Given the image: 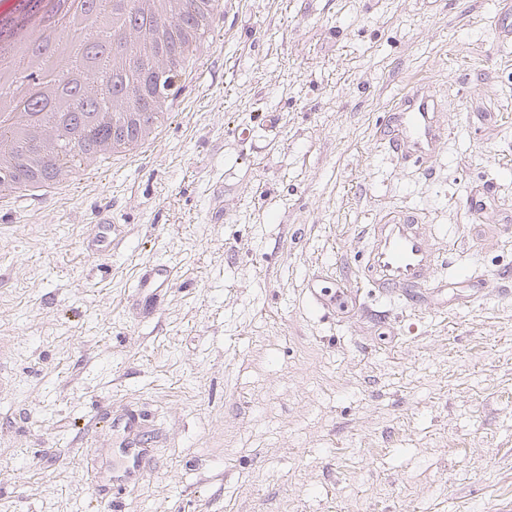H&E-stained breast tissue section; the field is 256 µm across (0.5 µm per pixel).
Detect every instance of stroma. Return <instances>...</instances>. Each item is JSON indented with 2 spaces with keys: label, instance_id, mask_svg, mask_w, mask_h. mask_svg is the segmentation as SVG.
I'll return each instance as SVG.
<instances>
[{
  "label": "stroma",
  "instance_id": "obj_1",
  "mask_svg": "<svg viewBox=\"0 0 512 512\" xmlns=\"http://www.w3.org/2000/svg\"><path fill=\"white\" fill-rule=\"evenodd\" d=\"M508 4L228 0L144 153L0 201V512H512ZM418 85L446 138L405 163L379 128ZM103 206L121 233L90 257ZM388 210L432 225L436 277L492 287L413 315L357 288ZM158 262L178 279L137 317ZM317 274L351 315L309 307ZM127 407L166 439L119 488L101 417Z\"/></svg>",
  "mask_w": 512,
  "mask_h": 512
}]
</instances>
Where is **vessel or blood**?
Here are the masks:
<instances>
[{
  "mask_svg": "<svg viewBox=\"0 0 512 512\" xmlns=\"http://www.w3.org/2000/svg\"><path fill=\"white\" fill-rule=\"evenodd\" d=\"M438 107L436 95L419 90L405 99L401 111L391 114L385 137L395 157L422 162L440 150L443 133L437 124ZM368 237L371 245L361 269L365 287L378 297L414 302L421 290L428 288V278L438 263L428 225L417 223L414 216L392 212L369 225ZM114 239L112 215L110 211H101L97 231L86 240L84 251L90 256L111 251ZM175 277L174 267L166 262L139 271L136 288L144 309H151L154 299L168 290ZM306 298L311 308H330L340 316L349 314L356 306V300L347 288L331 293L326 287L314 284L307 287ZM112 432L113 445L123 459L120 469L113 471L112 481L125 485L142 476L159 437L148 434L140 417L132 413L113 418Z\"/></svg>",
  "mask_w": 512,
  "mask_h": 512,
  "instance_id": "1",
  "label": "vessel or blood"
}]
</instances>
